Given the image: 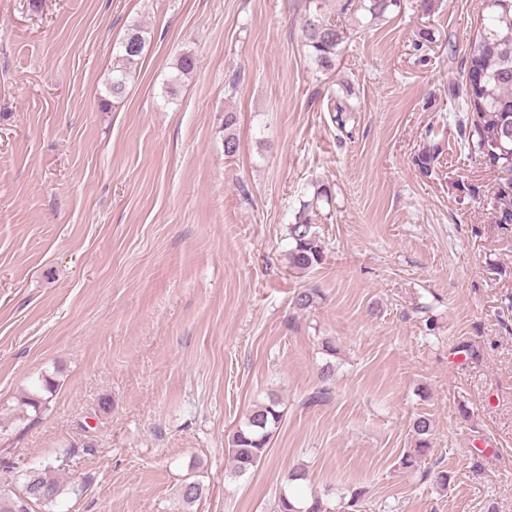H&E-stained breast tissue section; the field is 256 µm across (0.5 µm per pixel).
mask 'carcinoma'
Masks as SVG:
<instances>
[{"instance_id":"1","label":"carcinoma","mask_w":512,"mask_h":512,"mask_svg":"<svg viewBox=\"0 0 512 512\" xmlns=\"http://www.w3.org/2000/svg\"><path fill=\"white\" fill-rule=\"evenodd\" d=\"M328 0H304L302 36L308 58L315 71L332 74L341 46L349 39L351 29L341 25L335 14L326 9ZM401 8V0H341L339 14L362 12L363 18L375 23L394 9ZM483 14L477 20L476 34L470 40L466 92L461 111L466 113L463 125L469 126L468 136L462 147L482 159L491 171H512V0H484ZM148 46L147 32L133 24L120 42L118 59L112 67L108 92L112 98L121 99L128 80L135 72ZM235 124L232 113L224 115V154L236 155L239 141L230 129ZM331 189L321 183L315 188L313 199L302 204L295 223L288 227L291 248L287 253L288 266L298 272H310L324 261L321 240L312 222L309 210ZM495 223L512 224V191L499 190L494 195ZM332 365L320 373L321 386L309 394L303 404L326 401L332 390ZM55 382L45 377L43 393L25 397L19 402L22 414H36L47 408L48 394ZM284 417L280 402L270 398L256 405L245 420L234 429L228 440V454L234 473L242 476L258 467L266 457L271 439ZM413 447L406 449L398 459V466L407 474H417L431 452L433 425L425 416L416 417L411 426ZM58 467L48 461L38 467L27 468L0 483V512H33V506H48L56 502L63 487L57 477ZM306 480V472L296 469L289 473L288 487L279 491L275 512H328L323 498L313 496L300 499L290 491V486ZM207 488L193 476L185 478L178 486V496L185 512L206 493Z\"/></svg>"}]
</instances>
